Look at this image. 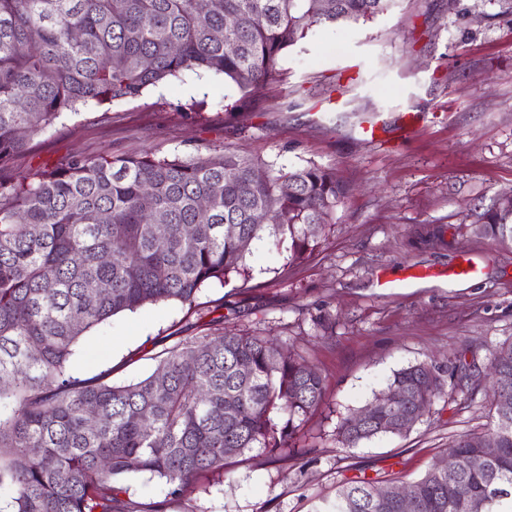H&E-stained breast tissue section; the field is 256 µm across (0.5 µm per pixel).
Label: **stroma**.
<instances>
[{
  "mask_svg": "<svg viewBox=\"0 0 512 512\" xmlns=\"http://www.w3.org/2000/svg\"><path fill=\"white\" fill-rule=\"evenodd\" d=\"M280 67L281 80L246 100L222 78L188 72L64 115L0 169L16 183L76 156L229 147L275 170L332 167L350 187L303 260L256 241L248 277L206 283L192 307L116 315L81 343V376L121 383L150 375L155 354L185 337L250 332L289 341L324 380L325 401L288 461L253 451L179 498L162 480L131 478V499L164 512H316L361 469L408 484L489 423L491 354L512 341V245L455 230L512 195V0H395L368 21L316 29ZM194 101L202 110L185 111ZM465 263L477 277H455ZM406 268L423 278L382 287ZM419 362L467 377L449 380L407 436L343 446L341 418Z\"/></svg>",
  "mask_w": 512,
  "mask_h": 512,
  "instance_id": "obj_1",
  "label": "stroma"
}]
</instances>
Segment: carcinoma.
I'll return each instance as SVG.
<instances>
[{
  "label": "carcinoma",
  "mask_w": 512,
  "mask_h": 512,
  "mask_svg": "<svg viewBox=\"0 0 512 512\" xmlns=\"http://www.w3.org/2000/svg\"><path fill=\"white\" fill-rule=\"evenodd\" d=\"M321 2L207 0L201 11L197 0H0V168L63 114L137 98L185 72L255 95L314 29L372 19L394 0ZM264 167L225 147L187 159L79 156L0 182V491L11 512H136L133 476L179 497L256 448L282 460L325 397L321 375L286 342L191 336L137 382L74 373L89 331L148 305H191L204 284L246 276L255 241L288 244L293 262L318 248L347 186L314 163L255 178ZM458 231L512 243V206L496 200ZM490 374L487 430L457 437L407 497L380 498L391 480L356 476L317 512H512V343L492 354ZM446 386L431 363L394 372L385 392L402 398L376 395L364 422L350 412L341 442L406 435L404 418L424 417Z\"/></svg>",
  "instance_id": "carcinoma-1"
}]
</instances>
